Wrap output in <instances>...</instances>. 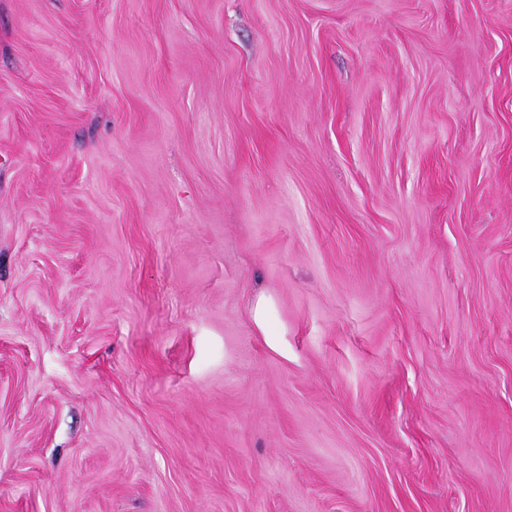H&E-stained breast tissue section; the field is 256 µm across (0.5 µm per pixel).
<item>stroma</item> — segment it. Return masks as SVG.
I'll use <instances>...</instances> for the list:
<instances>
[{
    "mask_svg": "<svg viewBox=\"0 0 512 512\" xmlns=\"http://www.w3.org/2000/svg\"><path fill=\"white\" fill-rule=\"evenodd\" d=\"M0 512H512V0H0Z\"/></svg>",
    "mask_w": 512,
    "mask_h": 512,
    "instance_id": "35a3bbf8",
    "label": "stroma"
}]
</instances>
